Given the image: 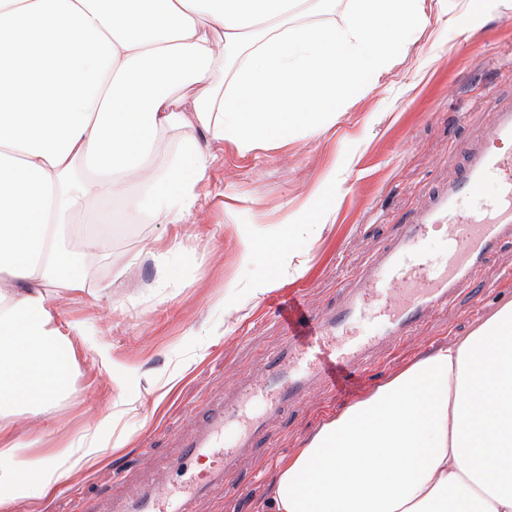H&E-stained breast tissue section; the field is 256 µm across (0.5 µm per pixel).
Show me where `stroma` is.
<instances>
[{
	"label": "stroma",
	"mask_w": 512,
	"mask_h": 512,
	"mask_svg": "<svg viewBox=\"0 0 512 512\" xmlns=\"http://www.w3.org/2000/svg\"><path fill=\"white\" fill-rule=\"evenodd\" d=\"M482 0H446L433 6L407 54L391 59L377 87L344 99L335 116L297 128L287 145L265 143L242 154L213 141L211 165L198 187L199 202L182 223L123 221L122 231L95 270L81 303L59 298L61 320H86L73 387L22 439L39 438L30 454L83 447L96 437L112 461L63 482L50 496H27L9 512H112L136 487L161 475L179 484L173 464L199 425L195 415L220 402L227 381L255 376L281 344L274 315L294 298L315 312L334 307L347 274L369 264L446 184L475 147L497 104L512 102V0L466 31L445 28L448 18L480 10ZM341 186L336 205L303 247V272L272 250L289 217L328 175ZM214 233L204 236L201 225ZM174 237L178 270L158 276L154 253ZM260 243L253 264L240 262L244 240ZM273 286L253 295L249 284ZM512 300V243L504 245L464 283L445 309L431 312L411 335L378 352L355 391L317 388L306 401L270 419L261 440L239 458L223 485L198 497L193 512H265L281 465L327 421L385 384L408 363L468 335ZM106 321H98V314ZM107 344L128 370L111 379L95 361ZM122 480H114L116 470Z\"/></svg>",
	"instance_id": "obj_1"
}]
</instances>
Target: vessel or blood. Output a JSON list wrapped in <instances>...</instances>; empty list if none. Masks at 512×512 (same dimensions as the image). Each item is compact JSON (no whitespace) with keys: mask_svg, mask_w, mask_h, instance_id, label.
Returning a JSON list of instances; mask_svg holds the SVG:
<instances>
[{"mask_svg":"<svg viewBox=\"0 0 512 512\" xmlns=\"http://www.w3.org/2000/svg\"><path fill=\"white\" fill-rule=\"evenodd\" d=\"M495 192L485 196L487 183ZM442 231L431 258L423 243ZM512 240V103L500 106L479 134L466 164L403 225L381 260L353 273L335 310L301 312L286 323L282 346L268 357L260 380L238 388L211 410L203 430L187 440L183 463L222 453V464L193 479L189 493L171 498L168 486L140 492L115 512H192L191 503L223 484L235 449L249 446L265 422L300 401L310 380L332 386L363 373L381 342L409 335L431 311L451 305L459 287L506 241Z\"/></svg>","mask_w":512,"mask_h":512,"instance_id":"vessel-or-blood-1","label":"vessel or blood"}]
</instances>
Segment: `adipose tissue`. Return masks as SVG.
<instances>
[{
	"label": "adipose tissue",
	"instance_id": "1",
	"mask_svg": "<svg viewBox=\"0 0 512 512\" xmlns=\"http://www.w3.org/2000/svg\"><path fill=\"white\" fill-rule=\"evenodd\" d=\"M306 0H0V512L107 465L95 443L34 458L18 417L71 389L89 267L53 271L76 176L117 214L181 223L210 156L186 128L246 153L287 144L378 83L427 21V0H349L343 24L296 25ZM224 59L228 83L213 80ZM204 97L187 101L194 85ZM178 152L148 166L158 135ZM270 512H512V301L323 424L281 467Z\"/></svg>",
	"mask_w": 512,
	"mask_h": 512
}]
</instances>
